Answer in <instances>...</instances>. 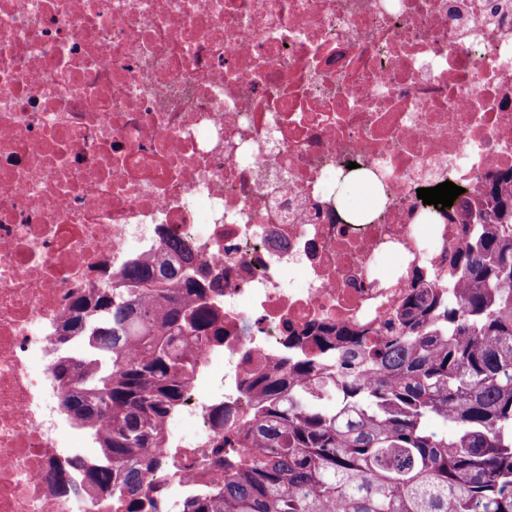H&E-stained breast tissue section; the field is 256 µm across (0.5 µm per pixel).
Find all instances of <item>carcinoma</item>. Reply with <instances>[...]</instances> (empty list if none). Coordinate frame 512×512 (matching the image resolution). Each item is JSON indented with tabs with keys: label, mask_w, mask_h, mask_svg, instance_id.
Here are the masks:
<instances>
[{
	"label": "carcinoma",
	"mask_w": 512,
	"mask_h": 512,
	"mask_svg": "<svg viewBox=\"0 0 512 512\" xmlns=\"http://www.w3.org/2000/svg\"><path fill=\"white\" fill-rule=\"evenodd\" d=\"M479 218L474 236L470 210L461 214L462 244L448 262L455 293L412 287L376 332L315 331L332 359L261 375L250 424L213 409L208 483L181 512H512V173L485 192ZM182 259L168 241L161 256L76 298L64 333L82 340L88 364L53 367L60 412L96 444L100 465L84 484L126 512H159L161 425L200 369L201 348L224 341ZM305 385L311 397L335 391L336 409L294 398Z\"/></svg>",
	"instance_id": "cac0c4a2"
}]
</instances>
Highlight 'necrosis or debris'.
I'll return each instance as SVG.
<instances>
[{
	"instance_id": "4bbe7bcc",
	"label": "necrosis or debris",
	"mask_w": 512,
	"mask_h": 512,
	"mask_svg": "<svg viewBox=\"0 0 512 512\" xmlns=\"http://www.w3.org/2000/svg\"><path fill=\"white\" fill-rule=\"evenodd\" d=\"M384 184L347 223L336 180ZM512 169V0H0V512H95L52 367L72 301L167 241L224 341L164 423L165 512L204 484L210 410L253 413L310 324L380 326L448 287L461 211L421 188Z\"/></svg>"
}]
</instances>
